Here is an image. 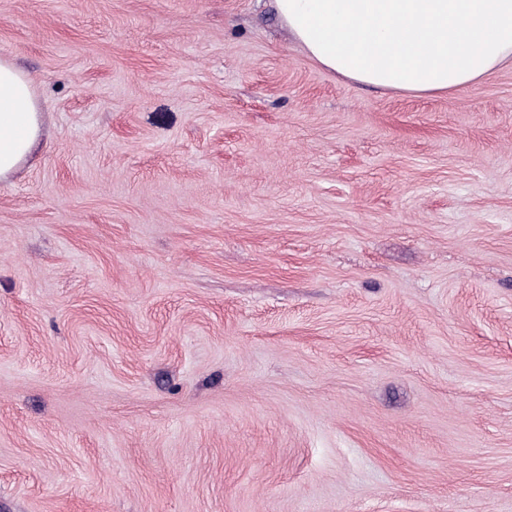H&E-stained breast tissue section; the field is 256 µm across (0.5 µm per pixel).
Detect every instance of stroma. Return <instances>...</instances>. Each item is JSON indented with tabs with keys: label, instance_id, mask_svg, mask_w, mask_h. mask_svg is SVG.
<instances>
[{
	"label": "stroma",
	"instance_id": "35a3bbf8",
	"mask_svg": "<svg viewBox=\"0 0 512 512\" xmlns=\"http://www.w3.org/2000/svg\"><path fill=\"white\" fill-rule=\"evenodd\" d=\"M0 512H512V65L312 62L272 0H0ZM42 130V112L32 81L9 58H0V181L29 159Z\"/></svg>",
	"mask_w": 512,
	"mask_h": 512
}]
</instances>
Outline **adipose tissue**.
Wrapping results in <instances>:
<instances>
[{"instance_id": "ef3b65f1", "label": "adipose tissue", "mask_w": 512, "mask_h": 512, "mask_svg": "<svg viewBox=\"0 0 512 512\" xmlns=\"http://www.w3.org/2000/svg\"><path fill=\"white\" fill-rule=\"evenodd\" d=\"M307 56L352 81L417 93L455 91L512 63V0H274ZM42 130L32 81L0 58V181Z\"/></svg>"}]
</instances>
